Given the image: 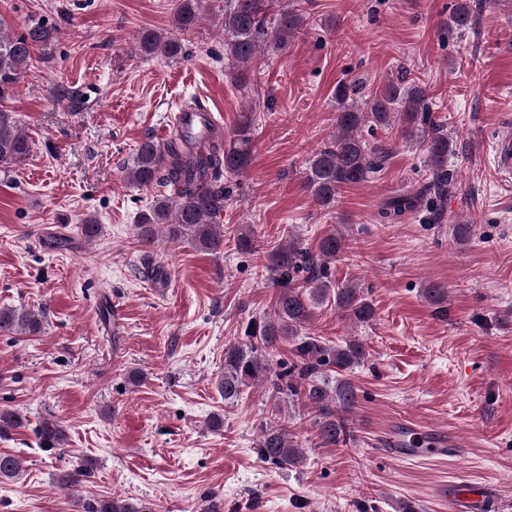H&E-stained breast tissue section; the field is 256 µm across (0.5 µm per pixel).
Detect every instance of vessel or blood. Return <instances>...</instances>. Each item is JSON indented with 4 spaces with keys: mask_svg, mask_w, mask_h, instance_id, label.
I'll list each match as a JSON object with an SVG mask.
<instances>
[{
    "mask_svg": "<svg viewBox=\"0 0 512 512\" xmlns=\"http://www.w3.org/2000/svg\"><path fill=\"white\" fill-rule=\"evenodd\" d=\"M223 133L224 127L214 112L206 104L194 102L175 114L162 136L177 138L183 148L199 153ZM384 453L392 460L447 461L463 456L465 450L454 432L405 419L397 423ZM498 508L496 492L485 482H459L448 495V512H497Z\"/></svg>",
    "mask_w": 512,
    "mask_h": 512,
    "instance_id": "vessel-or-blood-1",
    "label": "vessel or blood"
}]
</instances>
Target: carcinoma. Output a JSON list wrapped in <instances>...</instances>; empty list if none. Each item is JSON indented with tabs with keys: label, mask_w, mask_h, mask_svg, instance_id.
<instances>
[{
	"label": "carcinoma",
	"mask_w": 512,
	"mask_h": 512,
	"mask_svg": "<svg viewBox=\"0 0 512 512\" xmlns=\"http://www.w3.org/2000/svg\"><path fill=\"white\" fill-rule=\"evenodd\" d=\"M278 0H224V57L232 65L234 80L247 81L246 70L255 59L263 38L284 45L304 22L294 6L278 14L276 26L268 28L269 15ZM480 4L457 0L449 16L448 33L462 34L471 29ZM204 15L203 0H180L174 15L173 31L142 28L136 37L137 50L146 57L177 60L187 56L181 35L195 28ZM61 34L60 28L46 21H30L25 31L13 33L0 19V168L7 169L28 158L31 144L17 126L6 103L16 92L39 48L50 53ZM390 127L401 124V135L424 147V166L431 180L414 195L397 196L381 214L395 218L422 205L425 196L447 194L455 174L448 166L454 154L453 139L444 126L433 119L427 94L420 84L408 79L407 72L395 77L374 95L360 96L355 84L336 86V134L308 160L305 187L325 208L336 206V196L344 186L359 185L380 171L389 148L369 144L361 135L364 125ZM253 138L250 115L235 129L229 146L213 143L208 151L185 154L170 142L161 145L147 137L136 148L125 169L128 182L140 188L171 187V194L159 193L135 224L139 242L146 248L163 233L173 242L190 244L194 249L213 253L224 247V234L217 216L224 210L226 190L223 175H240L252 160ZM346 239L334 228L322 238L314 255L290 240L267 257L265 269L272 287L278 290L273 315L248 321L243 341L224 348V374L218 388L224 401L232 403L251 385L265 380L267 395L275 411L286 401L299 402L308 410L316 428L319 445L333 447L351 440L352 430L345 413L354 408L358 393L346 378L336 374L352 369L365 359V347L357 340L343 346L329 345L310 335L315 309L331 301L341 316L358 323L374 316L372 305L351 285L339 286L332 280L329 263L344 252ZM435 315L448 316L445 303L448 289L434 283L424 289ZM42 320L25 309L0 308V333H41ZM290 346L292 358H277L281 345ZM27 426V419L12 409H0V438H8ZM39 445L50 454L65 448L68 437L55 420L43 421L37 431ZM260 460L287 470L303 462L306 449L286 425L265 426L256 442ZM22 460L11 453H0V479H13L21 471ZM91 475L87 465L66 469L57 483L67 489ZM84 512H152L151 507L118 497H97L82 505Z\"/></svg>",
	"instance_id": "obj_1"
}]
</instances>
